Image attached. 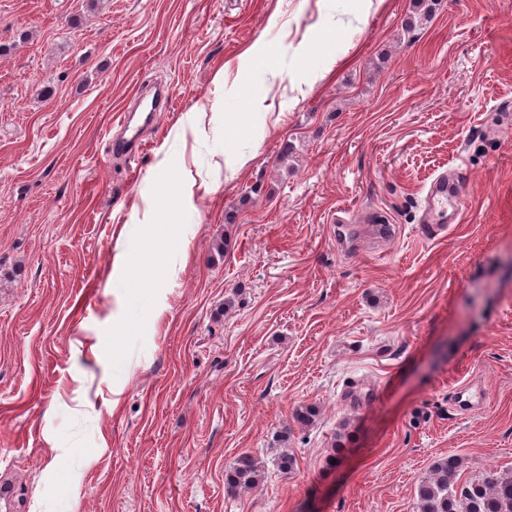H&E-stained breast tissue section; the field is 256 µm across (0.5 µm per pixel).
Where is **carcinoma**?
<instances>
[{"mask_svg":"<svg viewBox=\"0 0 512 512\" xmlns=\"http://www.w3.org/2000/svg\"><path fill=\"white\" fill-rule=\"evenodd\" d=\"M459 471V459L453 455L434 464L430 476L416 487L413 512H512V471L488 472L464 481ZM262 476L259 462L245 453L227 471V488L254 487Z\"/></svg>","mask_w":512,"mask_h":512,"instance_id":"cac0c4a2","label":"carcinoma"}]
</instances>
